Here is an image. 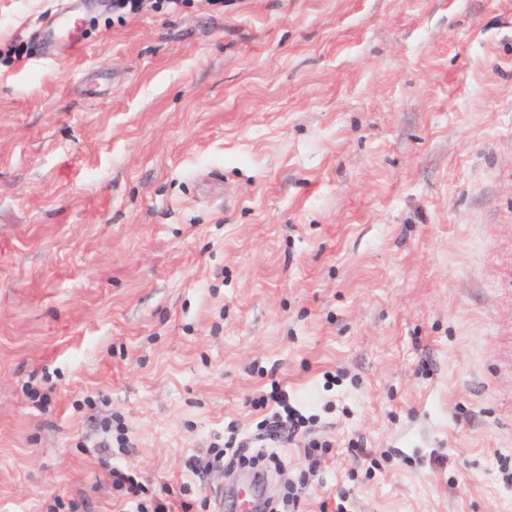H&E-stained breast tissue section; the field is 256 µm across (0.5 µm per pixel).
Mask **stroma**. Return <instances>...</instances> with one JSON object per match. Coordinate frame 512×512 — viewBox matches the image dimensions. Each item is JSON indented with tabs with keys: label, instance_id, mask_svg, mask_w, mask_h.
Here are the masks:
<instances>
[{
	"label": "stroma",
	"instance_id": "obj_1",
	"mask_svg": "<svg viewBox=\"0 0 512 512\" xmlns=\"http://www.w3.org/2000/svg\"><path fill=\"white\" fill-rule=\"evenodd\" d=\"M0 47V512L213 497L274 379L266 499L512 512V0H0ZM78 32V17L69 16L44 27L40 37L45 48L52 50L57 56L81 47ZM256 411H268L260 422L263 435L259 442L273 445L284 440L290 441L297 436L306 425V417L291 404L288 392L279 381L273 380L269 388L251 403ZM118 444V448H129L128 447V438L125 436L127 434L126 427L121 421H115L112 419V416L105 417L100 423V434L101 440L98 443V448H102L104 452H111L113 447V440ZM252 443L242 437L232 425L227 439L224 440V448L216 452L214 461L223 464L224 460L228 467H257L265 455L261 452L255 454L252 448H248ZM110 476L112 485L123 492L131 509L128 510L129 512H172L171 503L168 501L172 493L170 488L164 487L160 493L156 495L151 493L148 498L149 488L134 472L112 468Z\"/></svg>",
	"mask_w": 512,
	"mask_h": 512
}]
</instances>
